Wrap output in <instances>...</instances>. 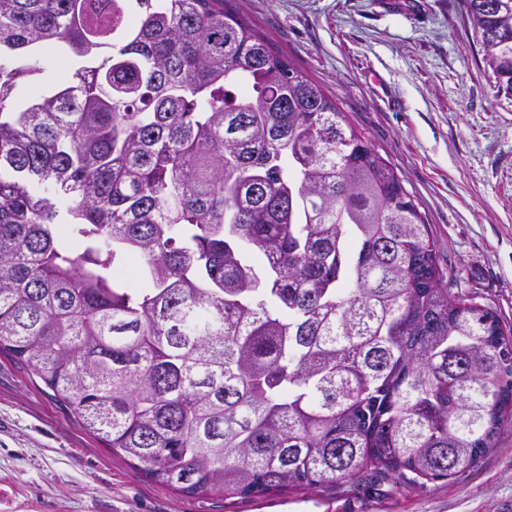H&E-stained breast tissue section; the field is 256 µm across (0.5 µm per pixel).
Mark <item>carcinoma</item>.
I'll use <instances>...</instances> for the list:
<instances>
[{"label":"carcinoma","instance_id":"obj_1","mask_svg":"<svg viewBox=\"0 0 512 512\" xmlns=\"http://www.w3.org/2000/svg\"><path fill=\"white\" fill-rule=\"evenodd\" d=\"M458 7L512 99V0ZM0 352L190 496L409 491L512 420V330L225 0H0Z\"/></svg>","mask_w":512,"mask_h":512}]
</instances>
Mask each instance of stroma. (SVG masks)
<instances>
[{"mask_svg":"<svg viewBox=\"0 0 512 512\" xmlns=\"http://www.w3.org/2000/svg\"><path fill=\"white\" fill-rule=\"evenodd\" d=\"M458 0H227L336 102L431 224L452 294L512 328V101ZM0 512H512V426L460 476L406 494L371 476L226 499L112 454L0 352Z\"/></svg>","mask_w":512,"mask_h":512,"instance_id":"35a3bbf8","label":"stroma"}]
</instances>
